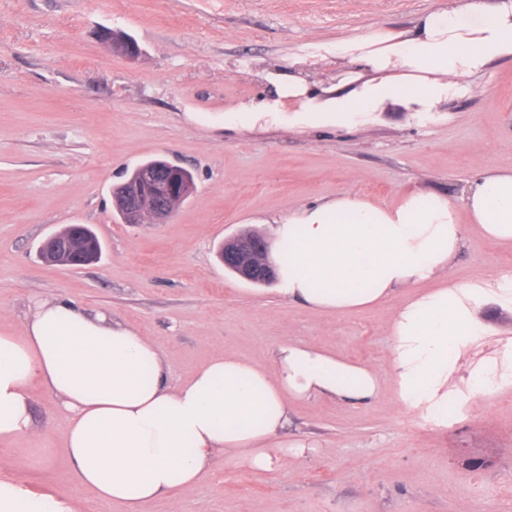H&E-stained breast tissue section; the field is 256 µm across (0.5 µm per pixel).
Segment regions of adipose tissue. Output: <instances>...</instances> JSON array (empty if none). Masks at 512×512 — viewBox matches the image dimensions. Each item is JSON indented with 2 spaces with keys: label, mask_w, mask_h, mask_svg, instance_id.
Returning a JSON list of instances; mask_svg holds the SVG:
<instances>
[{
  "label": "adipose tissue",
  "mask_w": 512,
  "mask_h": 512,
  "mask_svg": "<svg viewBox=\"0 0 512 512\" xmlns=\"http://www.w3.org/2000/svg\"><path fill=\"white\" fill-rule=\"evenodd\" d=\"M512 55V0H448L422 15L413 36L347 40L309 47L312 59L369 71L351 92L294 74L274 81L303 112L343 120L400 105L434 112L461 93L463 78ZM485 238L512 246V171L488 170L460 199L409 190L380 206L349 192L289 210L272 228L278 291L314 313L342 315L409 295L390 320L389 374L400 402L419 421L444 430L455 409L512 388V339L469 370L460 361L497 332L487 310L512 314V271L480 283L448 275L465 245L459 210ZM57 402L60 450L71 477L120 512H148L159 499L197 485L217 454L268 471L305 449L286 435L291 404L319 398L367 405L378 373L302 342L278 346L266 366L214 355L188 379L170 383L160 348L111 315L70 299L34 303L21 334L0 332V446L48 448L33 418L32 390Z\"/></svg>",
  "instance_id": "obj_1"
}]
</instances>
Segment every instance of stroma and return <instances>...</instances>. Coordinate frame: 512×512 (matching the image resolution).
<instances>
[{
	"label": "stroma",
	"instance_id": "1",
	"mask_svg": "<svg viewBox=\"0 0 512 512\" xmlns=\"http://www.w3.org/2000/svg\"><path fill=\"white\" fill-rule=\"evenodd\" d=\"M443 0H0V330L20 331L32 300L69 298L111 313L162 350L180 382L218 353L270 363L301 341L374 367L370 405L293 406L309 443L261 472L215 456L207 476L148 512H512V389L436 432L405 413L388 373L387 304L317 315L274 284L229 273L224 239L270 237L288 210L348 191L380 204L407 189L459 195L488 167L512 169V58L468 77L435 112L402 106L317 126L309 112L239 120L274 100L268 76L312 44L408 32ZM104 28L138 42L114 55ZM190 169L196 192L163 224H125L112 189L142 162ZM86 224L103 253L70 270L40 243ZM512 270V249L478 235L451 263L461 283ZM0 484L55 496L64 512H117L70 478L57 455L31 464L0 447Z\"/></svg>",
	"mask_w": 512,
	"mask_h": 512
}]
</instances>
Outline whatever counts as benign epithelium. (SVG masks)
<instances>
[{
    "instance_id": "obj_1",
    "label": "benign epithelium",
    "mask_w": 512,
    "mask_h": 512,
    "mask_svg": "<svg viewBox=\"0 0 512 512\" xmlns=\"http://www.w3.org/2000/svg\"><path fill=\"white\" fill-rule=\"evenodd\" d=\"M101 40L112 53L127 58L139 55L137 44L130 38L106 30ZM125 200L122 220L126 224H163L178 204L195 192V182L184 168L171 163L163 167L143 168L119 185ZM51 253L64 267L79 268L89 263L84 252L67 238L50 236L40 248V256ZM224 266L240 279L254 283L270 282L275 277L268 258V246L261 239L232 236L224 240Z\"/></svg>"
}]
</instances>
